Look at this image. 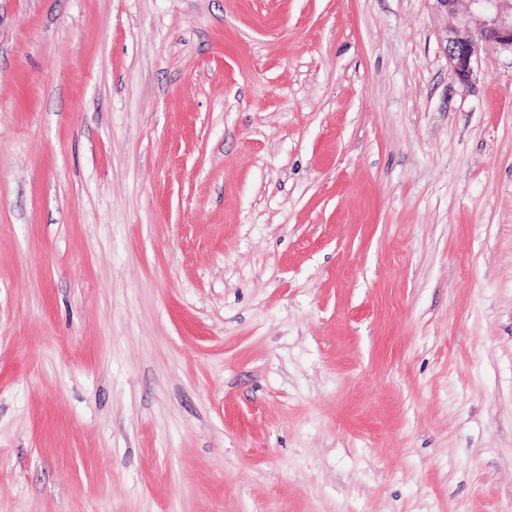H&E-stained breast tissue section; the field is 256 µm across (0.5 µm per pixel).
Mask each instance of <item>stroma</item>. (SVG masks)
I'll return each mask as SVG.
<instances>
[{
  "label": "stroma",
  "instance_id": "1",
  "mask_svg": "<svg viewBox=\"0 0 512 512\" xmlns=\"http://www.w3.org/2000/svg\"><path fill=\"white\" fill-rule=\"evenodd\" d=\"M432 0H0V512H512V53Z\"/></svg>",
  "mask_w": 512,
  "mask_h": 512
}]
</instances>
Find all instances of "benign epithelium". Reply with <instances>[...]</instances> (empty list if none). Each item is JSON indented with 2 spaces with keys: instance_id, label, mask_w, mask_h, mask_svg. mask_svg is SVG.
Here are the masks:
<instances>
[{
  "instance_id": "1",
  "label": "benign epithelium",
  "mask_w": 512,
  "mask_h": 512,
  "mask_svg": "<svg viewBox=\"0 0 512 512\" xmlns=\"http://www.w3.org/2000/svg\"><path fill=\"white\" fill-rule=\"evenodd\" d=\"M447 19L448 66L461 83L471 81L482 43L512 52V0H432Z\"/></svg>"
}]
</instances>
